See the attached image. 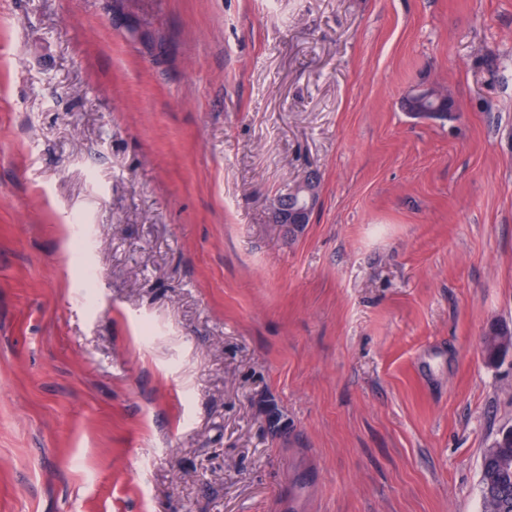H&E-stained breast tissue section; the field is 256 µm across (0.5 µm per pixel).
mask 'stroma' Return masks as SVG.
<instances>
[{
	"label": "stroma",
	"mask_w": 512,
	"mask_h": 512,
	"mask_svg": "<svg viewBox=\"0 0 512 512\" xmlns=\"http://www.w3.org/2000/svg\"><path fill=\"white\" fill-rule=\"evenodd\" d=\"M493 326L512 0H0V512H480ZM429 90L426 94L422 95L416 104L418 112H440L438 118H445L448 115L449 108L454 104V101L444 94L442 90L434 85H427ZM317 177L316 173L310 172L299 182L304 194L309 198L307 205L276 201L273 208L274 223L294 227L309 222L311 198L315 191Z\"/></svg>",
	"instance_id": "35a3bbf8"
}]
</instances>
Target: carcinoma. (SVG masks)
Segmentation results:
<instances>
[{
    "label": "carcinoma",
    "instance_id": "1",
    "mask_svg": "<svg viewBox=\"0 0 512 512\" xmlns=\"http://www.w3.org/2000/svg\"><path fill=\"white\" fill-rule=\"evenodd\" d=\"M454 101L434 85L429 86L416 104L418 111L439 112L447 117ZM482 512H512V440L504 435L497 447L489 449L483 458L481 476Z\"/></svg>",
    "mask_w": 512,
    "mask_h": 512
}]
</instances>
